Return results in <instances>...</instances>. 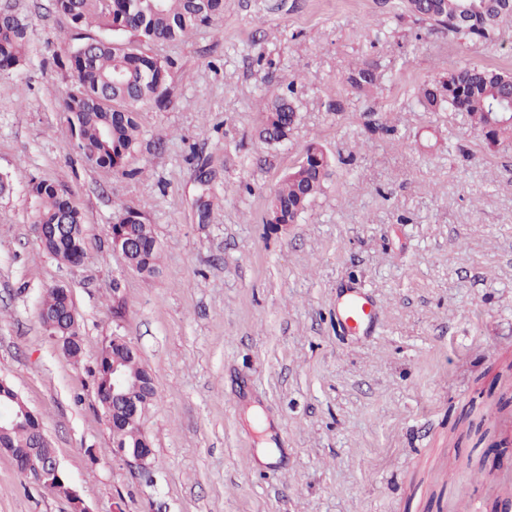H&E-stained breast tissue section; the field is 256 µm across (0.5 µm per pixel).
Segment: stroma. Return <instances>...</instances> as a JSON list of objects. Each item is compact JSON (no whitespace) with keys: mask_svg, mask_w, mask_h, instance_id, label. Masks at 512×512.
Returning a JSON list of instances; mask_svg holds the SVG:
<instances>
[{"mask_svg":"<svg viewBox=\"0 0 512 512\" xmlns=\"http://www.w3.org/2000/svg\"><path fill=\"white\" fill-rule=\"evenodd\" d=\"M3 7L28 44L0 74V379L90 512H448V471L493 465L488 414L512 413L492 385L512 361V148L417 95L469 62L512 72V22L483 45L415 20L405 0H224L223 17L154 47L167 91L112 171L79 153L63 108L76 38L101 29L75 32L54 0ZM362 61L378 76L367 90L347 81ZM290 92L297 120L266 146L262 104ZM312 144L331 160L322 194L299 223H268ZM42 180L81 213L79 266L41 243ZM127 208L161 246L153 278L112 250ZM347 280L385 309L364 345L330 312ZM51 286L72 294L80 362L39 319ZM116 331L156 380L146 471L116 455L93 377ZM0 512L72 509L0 451Z\"/></svg>","mask_w":512,"mask_h":512,"instance_id":"stroma-1","label":"stroma"}]
</instances>
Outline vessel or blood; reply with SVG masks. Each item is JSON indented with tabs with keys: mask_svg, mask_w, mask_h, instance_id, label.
Returning <instances> with one entry per match:
<instances>
[{
	"mask_svg": "<svg viewBox=\"0 0 512 512\" xmlns=\"http://www.w3.org/2000/svg\"><path fill=\"white\" fill-rule=\"evenodd\" d=\"M332 311L341 331L358 343L372 340L382 325V309L374 293L360 287L340 285Z\"/></svg>",
	"mask_w": 512,
	"mask_h": 512,
	"instance_id": "obj_1",
	"label": "vessel or blood"
}]
</instances>
